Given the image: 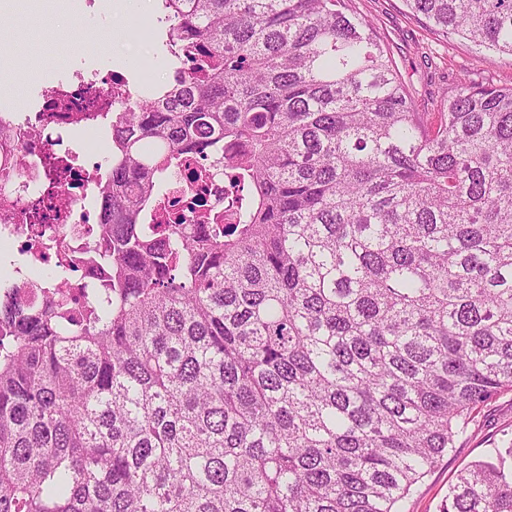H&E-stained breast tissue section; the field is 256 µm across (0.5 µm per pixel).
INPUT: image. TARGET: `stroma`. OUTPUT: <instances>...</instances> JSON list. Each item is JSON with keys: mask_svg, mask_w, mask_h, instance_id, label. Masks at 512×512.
<instances>
[{"mask_svg": "<svg viewBox=\"0 0 512 512\" xmlns=\"http://www.w3.org/2000/svg\"><path fill=\"white\" fill-rule=\"evenodd\" d=\"M117 0H0V106L38 107L42 87L78 66L112 70L138 81L169 79L156 48L134 47L126 37L137 14ZM354 10L374 24L402 80L421 110L433 111L453 95L460 78L472 84L512 85V56L492 54L472 42L449 39L412 15L404 0H353ZM474 420L452 451L414 486L406 512H439L461 469L484 459L512 438V391L473 412Z\"/></svg>", "mask_w": 512, "mask_h": 512, "instance_id": "stroma-1", "label": "stroma"}]
</instances>
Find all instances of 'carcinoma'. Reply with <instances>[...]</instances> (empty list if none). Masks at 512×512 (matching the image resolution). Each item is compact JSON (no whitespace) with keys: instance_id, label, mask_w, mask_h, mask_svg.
Masks as SVG:
<instances>
[{"instance_id":"obj_1","label":"carcinoma","mask_w":512,"mask_h":512,"mask_svg":"<svg viewBox=\"0 0 512 512\" xmlns=\"http://www.w3.org/2000/svg\"><path fill=\"white\" fill-rule=\"evenodd\" d=\"M154 2L97 238L0 277V512H405L512 391V86L420 111L349 0ZM406 3L512 56V0ZM507 455L440 512H512Z\"/></svg>"}]
</instances>
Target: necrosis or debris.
Instances as JSON below:
<instances>
[{"label":"necrosis or debris","instance_id":"1","mask_svg":"<svg viewBox=\"0 0 512 512\" xmlns=\"http://www.w3.org/2000/svg\"><path fill=\"white\" fill-rule=\"evenodd\" d=\"M82 94L85 114L78 122L61 121L59 115ZM121 95L120 84L111 73L79 68L56 86L53 98L43 100L38 110L11 109L0 112V120L10 123L14 136L8 144L0 143V153L9 152L19 165L9 181L0 180V194L7 203L0 205V254L15 245L40 247L56 242L73 248L85 245L97 229V216L91 207L87 187L66 189L57 201L58 220L35 224L29 214L39 203L41 186L49 156L71 158L84 178L90 179L100 169L96 154L104 153L109 139L103 125L112 115V101Z\"/></svg>","mask_w":512,"mask_h":512}]
</instances>
